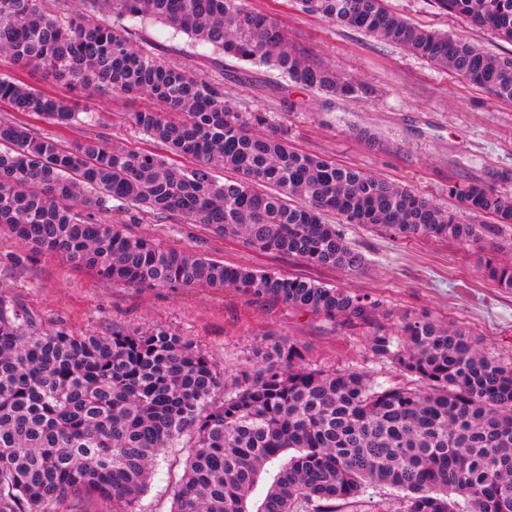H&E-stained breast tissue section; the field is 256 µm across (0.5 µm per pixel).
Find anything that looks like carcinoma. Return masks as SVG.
<instances>
[{"label":"carcinoma","mask_w":512,"mask_h":512,"mask_svg":"<svg viewBox=\"0 0 512 512\" xmlns=\"http://www.w3.org/2000/svg\"><path fill=\"white\" fill-rule=\"evenodd\" d=\"M0 0V55L70 90L143 97L134 132L170 156L103 135L64 143L0 120V228L23 248L54 253L130 288L233 290L351 327L372 325L378 301L303 276L230 266L106 224L117 202L136 216L202 224L250 248L309 265L354 269L362 257L325 215L400 238L452 239L483 255L480 270L512 289L494 230L512 224V196L448 186L450 211L404 185L293 149L268 113L240 112L224 88L135 44L149 20L224 61L262 64L326 96L365 89L308 64L279 22L245 0ZM337 27L359 30L447 68L512 103V57L417 26L387 0H303ZM438 8L512 42V0H435ZM0 103L69 129L89 126L68 98L0 77ZM190 160L181 165L173 157ZM229 170L231 179L217 173ZM372 356L401 380L323 370L303 348L257 352L233 387L209 354L166 329L108 336L49 330L0 295V512H80L85 500L135 512L168 449L190 439L170 512H249V494L280 461L259 512H336L383 486L401 512H512V364L465 329L405 316L369 336Z\"/></svg>","instance_id":"1"}]
</instances>
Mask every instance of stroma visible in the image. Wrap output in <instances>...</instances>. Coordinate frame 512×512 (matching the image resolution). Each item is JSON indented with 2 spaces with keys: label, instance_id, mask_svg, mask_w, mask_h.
Wrapping results in <instances>:
<instances>
[{
  "label": "stroma",
  "instance_id": "obj_1",
  "mask_svg": "<svg viewBox=\"0 0 512 512\" xmlns=\"http://www.w3.org/2000/svg\"><path fill=\"white\" fill-rule=\"evenodd\" d=\"M247 4L274 16L308 62L361 83L365 95L330 99L264 66L229 63L216 68L210 52L159 24L140 30L137 42L158 49L172 65L223 83L240 111L272 112L287 125L288 138L299 149L366 169L447 208L456 204L448 193L454 183L478 181L512 194V103L399 47L333 26L305 11L301 0ZM389 5L420 26L466 36L489 54L512 57L511 42L442 14L433 0H389ZM76 103L80 111L100 117L96 130L107 138L164 153L162 144L142 139L130 125V113L141 110L145 99L87 92ZM96 130L82 124L64 135L71 143ZM329 221L361 253V267L337 270L263 254L197 224L146 219L127 230L155 239L162 247L227 265L305 276L369 295L386 310V328H394L403 315H425L469 331L484 351L512 362V289L498 287L482 275L478 253L450 240L399 238L334 215ZM1 294L40 317L48 328L102 336L115 327L168 329L207 352L229 379L250 367L258 347L281 341L304 347L305 359L313 367L360 366L382 380L398 377L392 364L371 357L367 331L343 322L229 290L115 286L57 255L28 252L0 233ZM185 456V449L173 448L159 460L137 512H169Z\"/></svg>",
  "mask_w": 512,
  "mask_h": 512
}]
</instances>
